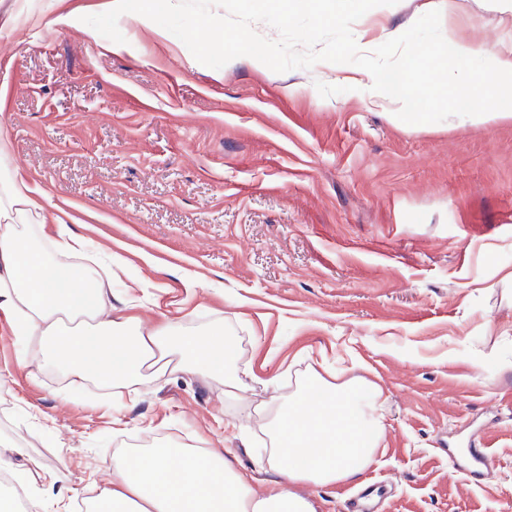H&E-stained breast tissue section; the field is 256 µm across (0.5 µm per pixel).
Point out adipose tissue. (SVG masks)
Here are the masks:
<instances>
[{"instance_id":"obj_1","label":"adipose tissue","mask_w":512,"mask_h":512,"mask_svg":"<svg viewBox=\"0 0 512 512\" xmlns=\"http://www.w3.org/2000/svg\"><path fill=\"white\" fill-rule=\"evenodd\" d=\"M11 150L0 129V321L24 346L19 366L33 354L39 370L64 373L71 388L92 382L133 399L164 376L197 374L238 397L244 384L223 317L148 329L135 300L113 305L124 257L113 252L108 265L98 264L88 239L50 216L48 194L11 168ZM381 395L365 377L340 382L308 367L291 394L266 402L268 450L255 467L236 466L220 448L161 442L142 449L135 470L114 456L88 512H318L302 487L354 478L372 463L385 429Z\"/></svg>"}]
</instances>
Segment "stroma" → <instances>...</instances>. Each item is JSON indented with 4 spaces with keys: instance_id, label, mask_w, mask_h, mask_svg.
<instances>
[{
    "instance_id": "35a3bbf8",
    "label": "stroma",
    "mask_w": 512,
    "mask_h": 512,
    "mask_svg": "<svg viewBox=\"0 0 512 512\" xmlns=\"http://www.w3.org/2000/svg\"><path fill=\"white\" fill-rule=\"evenodd\" d=\"M102 2L32 0L12 24L17 2L0 0L12 164L92 244L124 245L118 287L145 280L180 298L184 275L200 279L182 323L223 313L247 389L233 400L221 382L176 374L124 407L70 395L57 373L29 379L0 323V434L25 450L16 472L33 458L65 470L75 508L116 448L150 434L199 437L252 467L264 452L254 405L318 360L338 380L378 382L387 423L375 462L313 488L322 512H348L366 490L372 512H512V122L393 119L353 64L219 71L134 13L113 51L82 21ZM454 4L445 40L483 57L512 47L497 0ZM443 6L399 0L352 31L369 52ZM473 444L492 460L475 475Z\"/></svg>"
}]
</instances>
